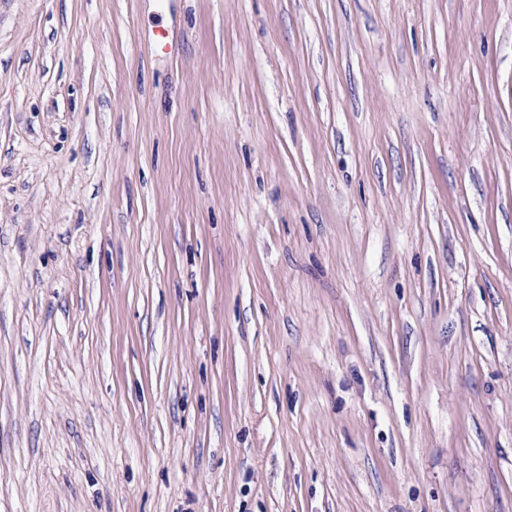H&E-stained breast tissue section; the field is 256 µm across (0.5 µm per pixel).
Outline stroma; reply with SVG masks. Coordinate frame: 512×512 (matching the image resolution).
<instances>
[{"label":"stroma","instance_id":"stroma-1","mask_svg":"<svg viewBox=\"0 0 512 512\" xmlns=\"http://www.w3.org/2000/svg\"><path fill=\"white\" fill-rule=\"evenodd\" d=\"M0 512H512V0H0Z\"/></svg>","mask_w":512,"mask_h":512}]
</instances>
